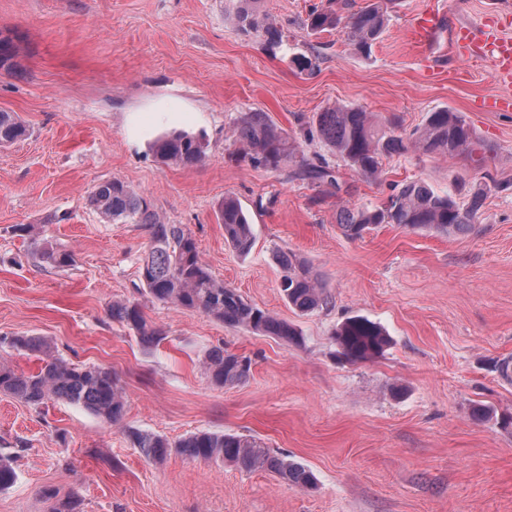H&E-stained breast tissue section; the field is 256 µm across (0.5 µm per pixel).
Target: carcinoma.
Instances as JSON below:
<instances>
[{
    "instance_id": "obj_1",
    "label": "carcinoma",
    "mask_w": 512,
    "mask_h": 512,
    "mask_svg": "<svg viewBox=\"0 0 512 512\" xmlns=\"http://www.w3.org/2000/svg\"><path fill=\"white\" fill-rule=\"evenodd\" d=\"M260 0H236L230 20L244 33L264 38L268 50L275 51L282 43L278 22L260 11ZM386 24L382 8L375 5L344 18L329 9H314L307 19V29L321 32L341 29L349 43L362 54H368ZM18 54L14 39L0 32V69L15 67ZM400 119L390 118L380 124L371 113L355 107L334 106L316 113L305 128L304 136L323 142L336 158L362 176L377 177L382 172V158L400 154L407 149L398 130ZM26 133V127L14 112L0 110V147L8 146ZM235 142L251 164L278 169L292 157L288 135L279 131L266 112H247L233 128ZM473 131L461 117L446 109L426 113L420 127L412 134L414 149L430 155L464 153L474 143ZM159 159L168 165L189 167L205 157L200 137L185 131H171L154 145ZM295 176L312 183L333 181L332 170L324 158L309 163ZM483 188L474 191L471 205L461 206L450 192L438 194L424 182L415 180L403 185L386 205L376 208H343L338 226L344 235L357 239L380 224H397L412 231H433L445 237L466 235L474 228ZM89 203L109 222L144 224L149 228L148 251L139 273L146 293L154 300L175 307L198 309L210 318L228 326L243 327L263 336H277L288 343L300 342L298 331L287 322L246 302L238 293L213 277L203 262L196 239L181 224H167L147 200L132 187L118 179L94 186ZM218 218L224 224V241L244 254L253 244L251 223L239 202L228 195L220 203ZM40 262L55 268L68 266L73 254L43 248ZM284 266L281 292L293 307L310 312L328 303L324 284L311 265L295 254L280 257ZM109 316L133 330L142 347L158 346L164 332L151 324L139 302L125 300L109 308ZM334 336L343 356L353 362L376 357L384 351L389 338L376 323L355 316L346 319ZM0 342L10 348L32 355L40 362L35 373H25L0 361V392L38 408L49 399L81 405L97 417L116 423L126 411L122 387L112 370L101 365H76L60 356L51 342L40 336L17 335ZM251 370L248 358L230 353L222 347L207 354L205 373L219 387L238 384ZM127 437L133 447L141 450L152 462H160L175 452L193 460L224 462L252 472L267 470L291 486L308 488L316 484L312 471L286 456H274L253 438L226 433L200 431L176 442L140 430H130ZM16 481L11 455L0 453V491ZM44 497L49 512H79L78 496H65L47 489Z\"/></svg>"
}]
</instances>
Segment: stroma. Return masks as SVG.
I'll list each match as a JSON object with an SVG mask.
<instances>
[{"instance_id":"obj_1","label":"stroma","mask_w":512,"mask_h":512,"mask_svg":"<svg viewBox=\"0 0 512 512\" xmlns=\"http://www.w3.org/2000/svg\"><path fill=\"white\" fill-rule=\"evenodd\" d=\"M348 3L387 12L370 56L339 31L307 30L328 0H261L283 33L274 53L226 21L233 0H0V32L19 48L15 68L0 69V110L28 129L0 147V336H42L75 364L110 368L127 400L109 423L64 401L35 409L0 393V448L18 473L0 512H46L47 489L76 492L80 512H512V376L500 371L512 361V112L484 105L512 97V83L486 60L442 42L425 51L407 32L410 16L432 7L444 26L492 21L512 37V0ZM333 106L380 122L399 116L408 134L446 109L477 144L469 155L386 157L369 179L303 136ZM255 110L288 136L292 159L280 169L252 165L232 138ZM173 130L202 137V163L158 159L154 142ZM319 156L334 183L293 178ZM109 179L185 225L212 274L296 327L302 343L152 300L139 276L147 226L105 222L88 203ZM413 180L455 189L464 205L483 188L474 231L448 238L382 224L359 239L343 234L341 208L383 206ZM227 195L251 217L249 253L224 241L217 212ZM47 244L73 263L41 266L34 253ZM282 253L309 262L327 306L288 304ZM118 299L138 300L166 340L144 350L110 318ZM355 315L390 344L352 363L333 332ZM215 347L250 358L246 380L210 383L201 363ZM478 406L491 416L474 419ZM130 429L173 442L198 431L253 438L304 464L317 484L177 454L156 464L130 444Z\"/></svg>"}]
</instances>
